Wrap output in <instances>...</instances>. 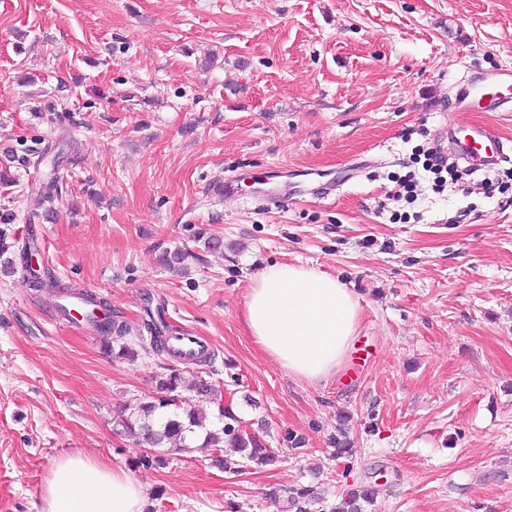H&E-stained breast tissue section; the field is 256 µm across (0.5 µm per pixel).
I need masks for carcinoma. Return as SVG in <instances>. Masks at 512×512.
I'll return each instance as SVG.
<instances>
[{
    "label": "carcinoma",
    "instance_id": "cac0c4a2",
    "mask_svg": "<svg viewBox=\"0 0 512 512\" xmlns=\"http://www.w3.org/2000/svg\"><path fill=\"white\" fill-rule=\"evenodd\" d=\"M58 163L59 156H50L48 149L38 156L37 164L48 169L46 181L41 185L39 201L42 204L54 199ZM37 252L39 248L35 236L26 238L18 248L16 239H8L7 232L0 229V257L3 258L4 271L18 273L27 286L49 292L54 297L52 305L65 314L66 308L58 303V298L65 294L64 287L49 270L35 269L29 265V256ZM187 257L189 253L185 250H167L163 252L161 262L169 269H176L182 266ZM82 302L87 324L119 345L118 354L135 356V351L126 343L127 326L112 318L107 302L93 294L84 295ZM145 313L148 320L144 321L143 326L148 333L149 349L157 354L175 355L169 347L171 329L168 323L161 316L154 315L149 308L145 309ZM180 387L181 377L175 371L160 378L157 381L159 397L141 405L138 417L123 420L127 433L137 440L149 442L153 448L186 450L192 447L196 431H203L205 446L228 444L235 449V455L226 456L223 460L224 472L234 475L251 464L260 467L276 462L277 452L246 434L241 429L240 420L232 412L220 410L218 423L213 424L206 416L192 409L190 399L180 394ZM376 494L377 489L373 485H353L340 502L331 508V512H366V507L371 505ZM291 500L297 512H308V505L319 500V497L314 495L313 490L301 488Z\"/></svg>",
    "mask_w": 512,
    "mask_h": 512
}]
</instances>
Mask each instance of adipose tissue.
<instances>
[{"label":"adipose tissue","mask_w":512,"mask_h":512,"mask_svg":"<svg viewBox=\"0 0 512 512\" xmlns=\"http://www.w3.org/2000/svg\"><path fill=\"white\" fill-rule=\"evenodd\" d=\"M360 322L344 283L305 266L279 264L256 278L245 325L254 343L289 373L312 383L340 367ZM43 512H145V487L102 459L59 460L46 481Z\"/></svg>","instance_id":"ef3b65f1"}]
</instances>
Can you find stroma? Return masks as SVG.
<instances>
[{
	"instance_id": "stroma-1",
	"label": "stroma",
	"mask_w": 512,
	"mask_h": 512,
	"mask_svg": "<svg viewBox=\"0 0 512 512\" xmlns=\"http://www.w3.org/2000/svg\"><path fill=\"white\" fill-rule=\"evenodd\" d=\"M505 68L512 0H0V219L19 239L36 225L39 265L107 301L130 347L148 298L210 345L201 366L119 357L0 272V512H42L55 463L78 453L141 482L146 512H295L302 487L330 512L360 483L378 490L368 512H512V112L455 109L465 81ZM451 120L507 159L439 188L417 151ZM56 140L76 150L46 218L35 160ZM271 170L287 206L252 191ZM411 171L409 203L396 180ZM227 176L243 198L211 192ZM178 247L192 257L174 272L159 257ZM279 263L360 304L328 382L244 329L255 276ZM201 370L275 464L228 474L212 447L141 462L122 418L160 377Z\"/></svg>"
}]
</instances>
